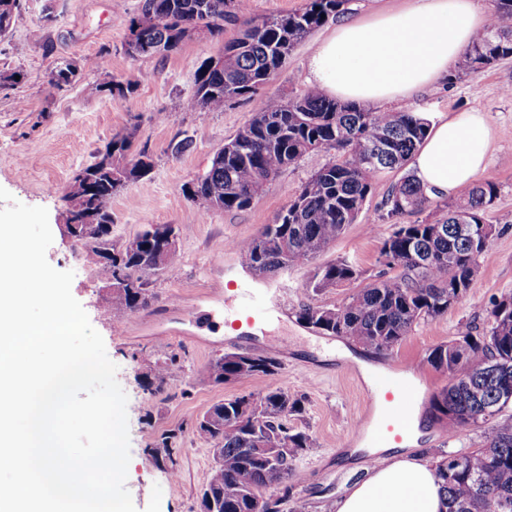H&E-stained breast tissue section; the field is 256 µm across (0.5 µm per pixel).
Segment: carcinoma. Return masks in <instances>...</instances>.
<instances>
[{"label": "carcinoma", "instance_id": "obj_1", "mask_svg": "<svg viewBox=\"0 0 512 512\" xmlns=\"http://www.w3.org/2000/svg\"><path fill=\"white\" fill-rule=\"evenodd\" d=\"M346 2L306 0L293 13L255 19L249 17L248 0H143L140 15L131 22L125 52L132 58L147 57L144 46L160 45L168 55L180 49L188 25L201 24L217 39L224 34V23H242L239 37L224 45V67L201 66L195 94L187 102L191 110H220L228 101L262 90L287 60L281 45L294 48L336 18ZM495 3L486 29L465 51L448 83L512 57V0ZM18 6V0H0V37L9 33ZM71 75V65L57 66L47 76V90L53 94L70 85ZM141 80H112L99 91L123 100ZM429 127V119L421 114L345 105L315 88L288 100L266 96L186 195L208 210H244L269 181L304 156L343 151L342 158L328 161L302 185L274 223L237 246L241 266L266 278L310 264L336 241L355 223L382 175L408 163ZM131 146L132 135L117 134L94 163L73 173L64 198L78 208L75 220L112 224V196L127 183L148 177L153 164L144 151L131 158L130 168L113 175L106 159L128 155ZM371 146L381 148L374 160L368 154ZM497 196L496 184L486 182L444 203L438 220L404 224L405 214L431 203L416 177L404 176L381 202L382 218L392 231L382 236L380 250V255L397 259L402 273L368 283L337 306L304 303L297 311L299 321L380 352L399 344L420 320L447 314L467 292L489 248L494 229L486 214ZM162 242L150 229L119 250L110 236L76 240L89 253L102 255L96 266L99 280L118 281L111 300L114 316L127 318L147 307L150 277L175 273L173 261L161 258ZM359 275L354 263L340 260L316 268L309 287L318 294ZM426 361L436 369L464 367L459 383L432 402L433 410L448 418V438L467 425L483 428L479 447L446 454L436 464L447 512H512V417L499 419L512 407V297L493 305L482 335H473L467 325L455 339L431 349ZM277 368L272 357L234 352L210 362L203 377L222 384L272 375ZM302 411L300 399L269 386L258 394L217 403L196 417L193 433L214 443V466L205 492L213 496L217 512H281L288 484L299 477L295 461L313 447L307 433L284 423L288 415ZM271 485L282 487L283 495L265 497L263 489Z\"/></svg>", "mask_w": 512, "mask_h": 512}]
</instances>
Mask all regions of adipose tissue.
Segmentation results:
<instances>
[{
	"label": "adipose tissue",
	"instance_id": "ef3b65f1",
	"mask_svg": "<svg viewBox=\"0 0 512 512\" xmlns=\"http://www.w3.org/2000/svg\"><path fill=\"white\" fill-rule=\"evenodd\" d=\"M489 20L478 0H412L406 8L346 20L315 45L310 83L344 102L401 104L446 77ZM493 141L483 112L441 120L413 155L415 175L451 196L485 171ZM434 463L406 447L381 448L334 512H443Z\"/></svg>",
	"mask_w": 512,
	"mask_h": 512
}]
</instances>
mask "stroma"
Wrapping results in <instances>:
<instances>
[{
  "mask_svg": "<svg viewBox=\"0 0 512 512\" xmlns=\"http://www.w3.org/2000/svg\"><path fill=\"white\" fill-rule=\"evenodd\" d=\"M140 0H20L12 29L0 38V74L19 81L0 88V187L29 206L49 213L53 243L47 251L57 270L74 274L71 291L102 336L116 379L128 397L130 466L126 487L136 512H199L213 464L210 443L191 430L196 416L211 405L267 386H279L301 398L304 410L288 424L306 432L313 446L296 461L301 475L282 506L307 503V512H329L364 475V460L340 466L342 449L353 447L354 430L367 410L365 390L356 377L359 365L399 375L414 374L420 389L419 410L427 417L420 441L432 459L479 447L481 430L460 428L448 436L447 420L430 418V401L448 385V374L427 365L435 346L454 338L460 325L487 328L495 301L512 295V58L482 69L461 81L441 80L416 94L407 111L437 121L456 113L486 114L494 142L482 181L498 188L487 214L496 228L486 256L466 294L447 315L417 323L409 336L385 354L339 336H326L301 324V304L333 306L388 269L380 258L382 238L370 233L380 224L381 200L403 171L385 173L365 202L356 222L316 259L320 265L341 259L355 262L361 275L350 284L313 294L307 283L312 266L295 267L264 279L239 264L230 242L256 236L273 223L308 178L329 160L311 153L284 169L245 210L205 209L188 199L186 186L211 166L214 154L248 122L263 95L283 98L309 86L307 59L329 26L308 34L264 88L263 95L242 97L223 110H191L195 74L216 56L222 42L236 37L237 25L224 27L223 39H191L168 56L131 58L124 51ZM76 64L79 74L64 90L48 95L45 81L62 62ZM140 78L136 92L112 100L99 87L112 80ZM133 133L135 150L153 162L148 178L127 183L112 197V241L122 245L150 224H174L180 233L177 271L151 279L150 304L132 317L116 320L101 289L89 253L68 244L61 226L68 205L64 188L72 173L97 160L113 135ZM190 139L180 155L172 147ZM241 288H272L281 307L254 334L229 331L239 306ZM228 352H249L275 358V374L215 384L200 371ZM171 361L162 393L149 383L155 365ZM176 432L174 462H156L152 448L163 433Z\"/></svg>",
  "mask_w": 512,
  "mask_h": 512,
  "instance_id": "35a3bbf8",
  "label": "stroma"
}]
</instances>
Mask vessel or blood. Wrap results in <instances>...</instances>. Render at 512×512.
Segmentation results:
<instances>
[{
    "label": "vessel or blood",
    "instance_id": "vessel-or-blood-1",
    "mask_svg": "<svg viewBox=\"0 0 512 512\" xmlns=\"http://www.w3.org/2000/svg\"><path fill=\"white\" fill-rule=\"evenodd\" d=\"M247 307L242 316L251 329H258L274 310L276 303L270 289L248 288L242 292ZM419 395L411 379L376 373L367 391L369 405L378 406L372 415L368 431L358 432L357 440L367 442L373 448H389L401 443L413 429L410 405Z\"/></svg>",
    "mask_w": 512,
    "mask_h": 512
}]
</instances>
